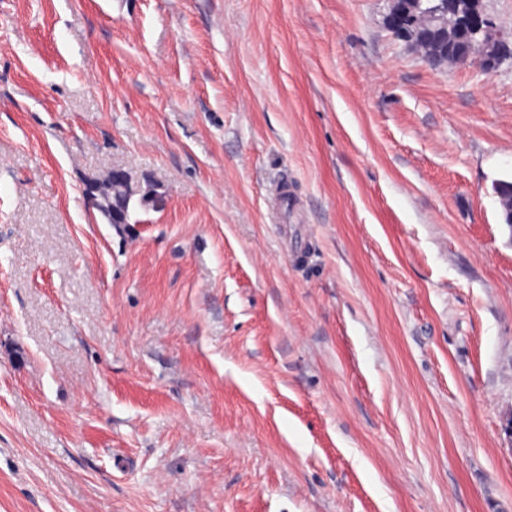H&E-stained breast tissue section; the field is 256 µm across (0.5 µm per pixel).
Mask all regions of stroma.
<instances>
[{"mask_svg":"<svg viewBox=\"0 0 512 512\" xmlns=\"http://www.w3.org/2000/svg\"><path fill=\"white\" fill-rule=\"evenodd\" d=\"M389 4L0 0V512H512V65ZM456 3L458 15L463 14V17L466 16L477 21L476 35L480 42L485 45V47L482 46L478 49L480 54L475 61L484 72H495L506 57L511 56L507 38L487 16L481 0H466L464 4L461 0H456ZM459 10H461V13ZM427 19L422 13L406 14L403 12L399 29L409 33L418 31L424 35L427 39L426 42L415 43L424 54L429 52L435 56L454 57L459 60L461 65H474V59L469 56L472 29L468 21L463 20L460 23L448 24V28L445 29L431 25ZM442 47L443 50L438 52ZM85 194L87 197L89 195H93V197H95L96 203L94 208L102 214L107 223L111 224L110 214L115 207H119L121 205L120 201L124 194L122 189L112 186V192L99 190L98 182H92L87 186Z\"/></svg>","mask_w":512,"mask_h":512,"instance_id":"stroma-1","label":"stroma"}]
</instances>
